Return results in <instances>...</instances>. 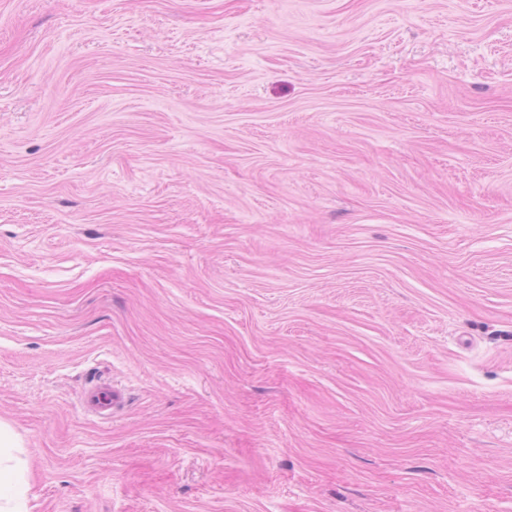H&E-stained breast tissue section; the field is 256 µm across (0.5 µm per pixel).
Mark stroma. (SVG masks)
<instances>
[{
  "instance_id": "stroma-1",
  "label": "stroma",
  "mask_w": 512,
  "mask_h": 512,
  "mask_svg": "<svg viewBox=\"0 0 512 512\" xmlns=\"http://www.w3.org/2000/svg\"><path fill=\"white\" fill-rule=\"evenodd\" d=\"M0 420L24 512H512V0H0ZM83 410L100 420L111 421L120 416L128 403V393L107 378L93 375L80 396Z\"/></svg>"
}]
</instances>
